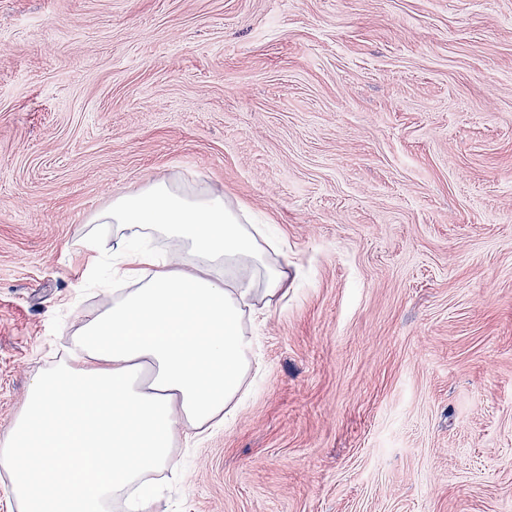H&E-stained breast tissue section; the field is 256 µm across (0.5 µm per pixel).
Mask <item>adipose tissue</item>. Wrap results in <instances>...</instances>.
Wrapping results in <instances>:
<instances>
[{
  "mask_svg": "<svg viewBox=\"0 0 512 512\" xmlns=\"http://www.w3.org/2000/svg\"><path fill=\"white\" fill-rule=\"evenodd\" d=\"M91 221L112 227L120 286L0 432L18 512H111L133 495L151 512L148 476L176 469L187 431L234 416L252 365L246 325L288 289L287 242L222 193L162 177L116 194ZM153 237L174 254L130 246Z\"/></svg>",
  "mask_w": 512,
  "mask_h": 512,
  "instance_id": "adipose-tissue-1",
  "label": "adipose tissue"
}]
</instances>
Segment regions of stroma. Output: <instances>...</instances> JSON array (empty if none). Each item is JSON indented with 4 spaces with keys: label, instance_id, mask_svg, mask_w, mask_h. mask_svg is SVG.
Masks as SVG:
<instances>
[{
    "label": "stroma",
    "instance_id": "obj_1",
    "mask_svg": "<svg viewBox=\"0 0 512 512\" xmlns=\"http://www.w3.org/2000/svg\"><path fill=\"white\" fill-rule=\"evenodd\" d=\"M159 174L293 266L152 512H512V0H0V432Z\"/></svg>",
    "mask_w": 512,
    "mask_h": 512
}]
</instances>
